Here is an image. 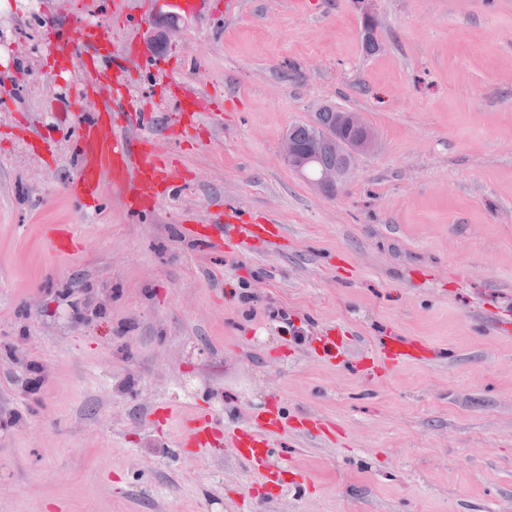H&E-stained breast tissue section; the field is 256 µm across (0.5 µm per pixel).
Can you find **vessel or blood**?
<instances>
[{
  "label": "vessel or blood",
  "mask_w": 512,
  "mask_h": 512,
  "mask_svg": "<svg viewBox=\"0 0 512 512\" xmlns=\"http://www.w3.org/2000/svg\"><path fill=\"white\" fill-rule=\"evenodd\" d=\"M106 39V27H75L68 40L69 52L91 55L100 53ZM68 107L80 116V121L72 140V153L77 171L69 191L71 196L81 200L98 199L101 192V175L109 173L115 186L129 192L130 207L145 209L157 206L161 196L156 189L158 182L166 180L172 168L169 155L156 153L147 142L124 136V129L139 126L143 115L139 112L111 113L105 110L89 114L82 110L81 98H73ZM187 236L204 248L236 249L241 243L263 240L272 242L281 234V227L271 220L256 224H228L219 234L213 235L207 225L185 226ZM48 247L61 255L77 254L81 245L69 230L49 231L45 236ZM382 353L388 362L408 360L414 356L411 341L400 336L391 337L383 346ZM279 417L239 428L232 433L231 440L240 450L241 462L249 467L262 468L265 479H272L283 469L272 436L279 428ZM209 420L194 416L185 422L183 442L188 446H200L204 436L211 432Z\"/></svg>",
  "instance_id": "obj_1"
}]
</instances>
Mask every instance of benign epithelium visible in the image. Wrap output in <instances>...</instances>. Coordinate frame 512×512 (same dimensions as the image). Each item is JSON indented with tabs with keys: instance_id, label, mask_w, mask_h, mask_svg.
I'll return each mask as SVG.
<instances>
[{
	"instance_id": "benign-epithelium-1",
	"label": "benign epithelium",
	"mask_w": 512,
	"mask_h": 512,
	"mask_svg": "<svg viewBox=\"0 0 512 512\" xmlns=\"http://www.w3.org/2000/svg\"><path fill=\"white\" fill-rule=\"evenodd\" d=\"M178 24L169 21L160 28H149L146 31L148 40L153 44L166 45L171 37L177 34ZM376 131L368 125L357 112L339 113L336 132L312 146L304 149L295 140L285 135L279 147L280 160L289 168L304 173L313 154L322 146L336 148L340 156H357L371 152L376 145ZM352 166L342 165L322 171L315 185L325 193H333L342 186L351 174Z\"/></svg>"
}]
</instances>
